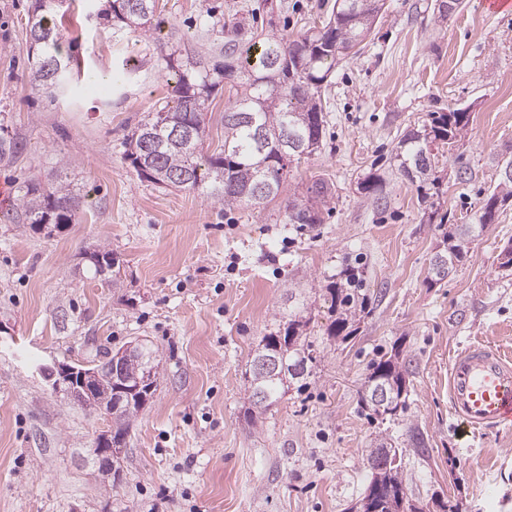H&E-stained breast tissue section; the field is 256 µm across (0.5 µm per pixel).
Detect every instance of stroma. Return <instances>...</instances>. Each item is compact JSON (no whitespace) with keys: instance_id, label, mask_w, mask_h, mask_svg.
Returning <instances> with one entry per match:
<instances>
[{"instance_id":"35a3bbf8","label":"stroma","mask_w":512,"mask_h":512,"mask_svg":"<svg viewBox=\"0 0 512 512\" xmlns=\"http://www.w3.org/2000/svg\"><path fill=\"white\" fill-rule=\"evenodd\" d=\"M107 0L58 8L65 92L28 82L32 0H0V512H348L371 478L366 454L384 435L402 452L408 496L459 512H512V429L471 435L449 426L448 363L465 342L512 350V199L493 223L481 208L512 160V13L463 0H385L363 49L321 88L315 155L292 162L263 211L139 179L125 142L168 94L172 47L224 63L229 24L247 39H295L335 0H159L158 24L136 31L96 18ZM124 72L88 92L87 73ZM464 108V136L445 147L433 193L394 167L399 141L432 112ZM383 180L379 203L359 183ZM67 177L85 196L70 224L22 223L21 188ZM332 193L321 224L289 223V197L312 182ZM473 224L468 253L434 287L425 278L439 225ZM111 252L117 278L82 254ZM360 263L370 312L353 338L330 340L325 286ZM306 293L307 334L321 353L305 389L255 409L244 372L263 336ZM141 341L159 360L154 393L133 418L116 481L89 450L107 422L54 392L52 362L95 363ZM401 347L409 409L381 422L361 405L373 359Z\"/></svg>"}]
</instances>
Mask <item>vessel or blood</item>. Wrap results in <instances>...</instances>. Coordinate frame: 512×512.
Here are the masks:
<instances>
[{
    "label": "vessel or blood",
    "instance_id": "obj_1",
    "mask_svg": "<svg viewBox=\"0 0 512 512\" xmlns=\"http://www.w3.org/2000/svg\"><path fill=\"white\" fill-rule=\"evenodd\" d=\"M453 417L475 429L512 427V357L470 343L453 359L448 378Z\"/></svg>",
    "mask_w": 512,
    "mask_h": 512
}]
</instances>
